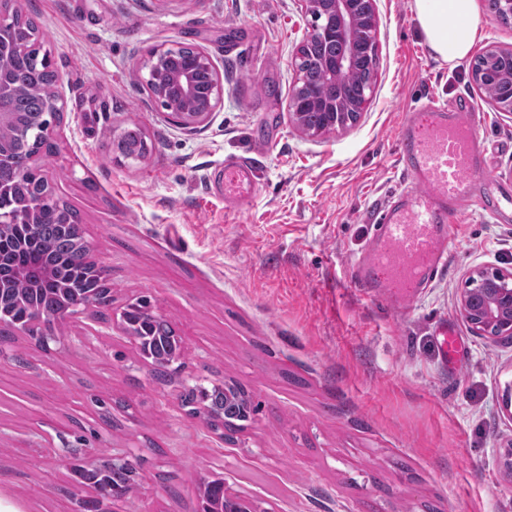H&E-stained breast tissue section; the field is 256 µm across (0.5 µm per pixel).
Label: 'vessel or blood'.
<instances>
[{"label":"vessel or blood","instance_id":"1","mask_svg":"<svg viewBox=\"0 0 512 512\" xmlns=\"http://www.w3.org/2000/svg\"><path fill=\"white\" fill-rule=\"evenodd\" d=\"M482 121L469 104L449 110L430 101L403 113L399 162L408 184L380 204L367 245L350 264L353 282L382 303L403 312L414 306L446 268L451 230L466 209L512 213V192L488 173ZM210 182L230 205L258 190L252 167L237 161L215 168Z\"/></svg>","mask_w":512,"mask_h":512}]
</instances>
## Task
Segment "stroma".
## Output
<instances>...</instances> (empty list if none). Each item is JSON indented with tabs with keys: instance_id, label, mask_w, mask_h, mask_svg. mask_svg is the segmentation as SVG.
<instances>
[{
	"instance_id": "35a3bbf8",
	"label": "stroma",
	"mask_w": 512,
	"mask_h": 512,
	"mask_svg": "<svg viewBox=\"0 0 512 512\" xmlns=\"http://www.w3.org/2000/svg\"><path fill=\"white\" fill-rule=\"evenodd\" d=\"M412 4L377 0L375 93L349 130L311 140L288 119L289 61L310 26L295 0H21L66 104L41 168L78 212L113 302L107 317L60 324L46 350L16 333L25 364L0 358V512H76L68 464L91 452L137 463L118 512H196L200 475L256 512H512V346L474 336L457 307L470 268L512 266V219L465 214L410 312L349 278L375 207L407 183L403 112L472 99L491 172L512 190V116L468 61L435 59ZM174 41L207 52L224 83L194 133L167 121L141 78L145 55ZM133 120L150 151L115 157ZM227 160L250 163L259 185L239 209L207 182ZM144 296L184 339L185 366L165 385L119 321ZM444 322L466 358L455 370ZM228 379L256 409L234 448L179 398L184 384Z\"/></svg>"
}]
</instances>
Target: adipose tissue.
Here are the masks:
<instances>
[{"label": "adipose tissue", "instance_id": "obj_1", "mask_svg": "<svg viewBox=\"0 0 512 512\" xmlns=\"http://www.w3.org/2000/svg\"><path fill=\"white\" fill-rule=\"evenodd\" d=\"M413 10L436 58L453 66L471 53L479 28L478 0H413Z\"/></svg>", "mask_w": 512, "mask_h": 512}]
</instances>
